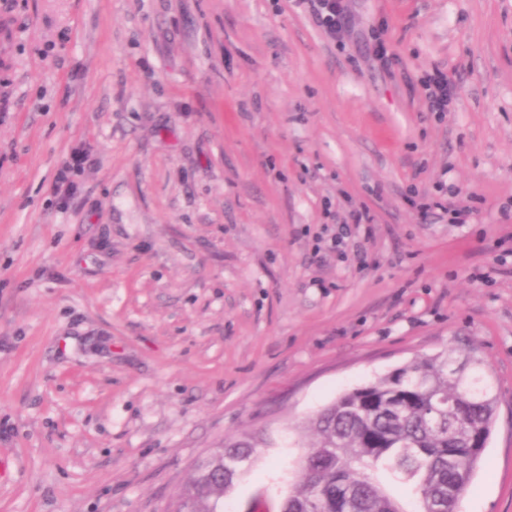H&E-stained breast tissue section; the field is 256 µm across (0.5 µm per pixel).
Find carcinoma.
I'll use <instances>...</instances> for the list:
<instances>
[{"label": "carcinoma", "mask_w": 512, "mask_h": 512, "mask_svg": "<svg viewBox=\"0 0 512 512\" xmlns=\"http://www.w3.org/2000/svg\"><path fill=\"white\" fill-rule=\"evenodd\" d=\"M480 361L454 365L444 352L416 360L344 393L305 425L315 437L299 460V479L286 491L284 512H456L489 439L497 395ZM246 437L224 446V458L198 467L179 496L193 512H215L257 460ZM414 487L413 509L389 484Z\"/></svg>", "instance_id": "obj_1"}]
</instances>
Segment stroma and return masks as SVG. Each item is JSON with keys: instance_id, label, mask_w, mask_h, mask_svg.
Here are the masks:
<instances>
[{"instance_id": "stroma-1", "label": "stroma", "mask_w": 512, "mask_h": 512, "mask_svg": "<svg viewBox=\"0 0 512 512\" xmlns=\"http://www.w3.org/2000/svg\"><path fill=\"white\" fill-rule=\"evenodd\" d=\"M348 7L0 0V512H171L252 432L222 508L282 503L302 421L443 351L498 398L457 512H512V0ZM317 24L331 37L342 31L348 24L343 0H310ZM425 86L430 111L438 116L448 112V106L453 99V84L448 79V75L435 71L428 75Z\"/></svg>"}]
</instances>
